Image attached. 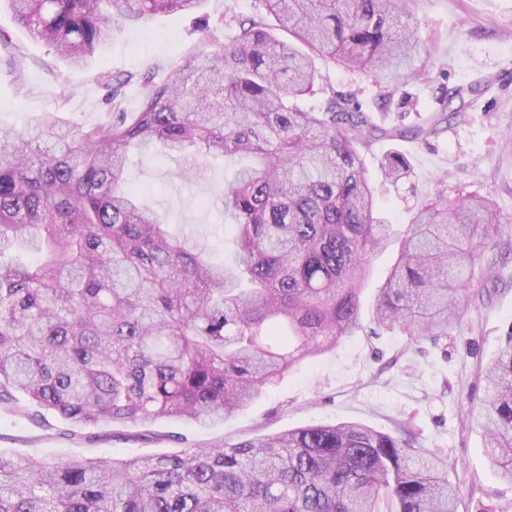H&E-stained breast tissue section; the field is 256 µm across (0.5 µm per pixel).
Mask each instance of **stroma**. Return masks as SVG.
Masks as SVG:
<instances>
[{
  "instance_id": "1",
  "label": "stroma",
  "mask_w": 512,
  "mask_h": 512,
  "mask_svg": "<svg viewBox=\"0 0 512 512\" xmlns=\"http://www.w3.org/2000/svg\"><path fill=\"white\" fill-rule=\"evenodd\" d=\"M253 5L254 0H203L192 14L121 23L103 66L115 74L149 71L164 78L179 60L200 56L205 40L228 39L225 20L251 14ZM412 10V22L432 56L426 74L402 86L409 101L405 125L436 117L443 88L493 81L475 107L429 144L379 140L363 151L378 209L393 231H403L413 208L439 195L450 201L479 195L505 221L496 245L477 260L478 267L491 268L492 278L468 288L460 320L447 336L415 341L401 330L375 325L378 292L397 256L393 242L371 259L361 329L269 384L250 406L224 421L199 426L160 418L151 429L165 433V440L102 436L89 442L66 436L59 418L42 417L30 407L21 415L0 413V453L52 460L148 457L355 420L385 433L408 431L421 447L447 459L448 479L458 491L457 512H512V485L499 479L478 419L486 397L484 372L512 331V0H415ZM204 22L209 28L203 33ZM0 27L26 55L19 77L0 59L1 128L27 124L45 112L81 125L98 121L105 91L95 69L68 68L53 48L31 41L9 11H0ZM316 67L319 87L355 95L376 122H383L371 77L321 59ZM392 154L412 170L395 185L380 176L381 161ZM230 177L220 159L209 160L203 176H182L177 160L146 148L129 163L126 184L175 231L207 236L213 260L229 263L236 251L233 228L212 202Z\"/></svg>"
}]
</instances>
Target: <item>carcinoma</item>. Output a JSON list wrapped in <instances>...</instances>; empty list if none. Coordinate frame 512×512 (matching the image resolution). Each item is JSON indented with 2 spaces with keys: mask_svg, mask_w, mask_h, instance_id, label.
<instances>
[{
  "mask_svg": "<svg viewBox=\"0 0 512 512\" xmlns=\"http://www.w3.org/2000/svg\"><path fill=\"white\" fill-rule=\"evenodd\" d=\"M30 39L69 65L92 67L125 21L179 16L201 0H0ZM232 18L230 39L155 81L124 107L130 74L101 71L99 122L46 112L0 128V408L15 393L91 438L102 424L161 417L205 423L258 398L265 385L336 347L361 327L371 256L392 225L378 216L360 148L427 142L429 130L381 125L352 96L314 94L315 58L364 69L387 110L400 69L430 51L401 17L408 0H258ZM307 48L274 37L264 14ZM22 72L23 52L0 29V50ZM492 85L453 89L448 123ZM234 168L216 202L240 251L217 265L208 244L173 237L151 203L129 191L133 150ZM396 184L410 166H381ZM500 215L477 198L440 197L399 235L379 295V328L416 340L460 319L475 257L496 243ZM33 251L37 265L14 255ZM486 448L512 483V336L487 373ZM0 512H456L443 458L411 438L360 421L313 424L219 448L150 457L49 460L0 453Z\"/></svg>",
  "mask_w": 512,
  "mask_h": 512,
  "instance_id": "obj_1",
  "label": "carcinoma"
}]
</instances>
